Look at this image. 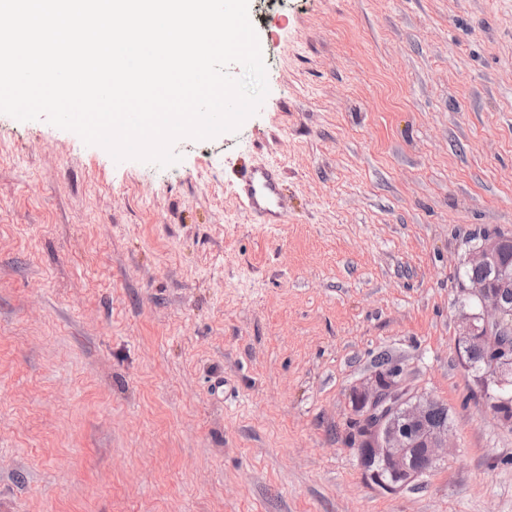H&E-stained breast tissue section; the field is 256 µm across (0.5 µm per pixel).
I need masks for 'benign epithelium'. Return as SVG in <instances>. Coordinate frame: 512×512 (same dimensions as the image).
<instances>
[{
    "label": "benign epithelium",
    "mask_w": 512,
    "mask_h": 512,
    "mask_svg": "<svg viewBox=\"0 0 512 512\" xmlns=\"http://www.w3.org/2000/svg\"><path fill=\"white\" fill-rule=\"evenodd\" d=\"M502 240L487 236L468 253L472 266L495 264ZM497 283L473 280L464 292L478 299L479 307L457 319L458 354L482 347L490 366L480 383L481 395L498 408L502 423H512V270L496 268ZM356 410L369 432L368 444L358 449L361 464L373 463L378 486L395 491L429 472L442 460V450L453 447L448 429L431 421L435 399L411 386L403 368L392 362L354 391ZM386 472L391 480L380 479Z\"/></svg>",
    "instance_id": "obj_1"
}]
</instances>
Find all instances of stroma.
<instances>
[{
	"label": "stroma",
	"mask_w": 512,
	"mask_h": 512,
	"mask_svg": "<svg viewBox=\"0 0 512 512\" xmlns=\"http://www.w3.org/2000/svg\"><path fill=\"white\" fill-rule=\"evenodd\" d=\"M269 93L178 162L0 114V512H512L457 354L512 236V0H249ZM283 173L284 223L236 194ZM454 446L391 493L348 436L381 355Z\"/></svg>",
	"instance_id": "1"
}]
</instances>
